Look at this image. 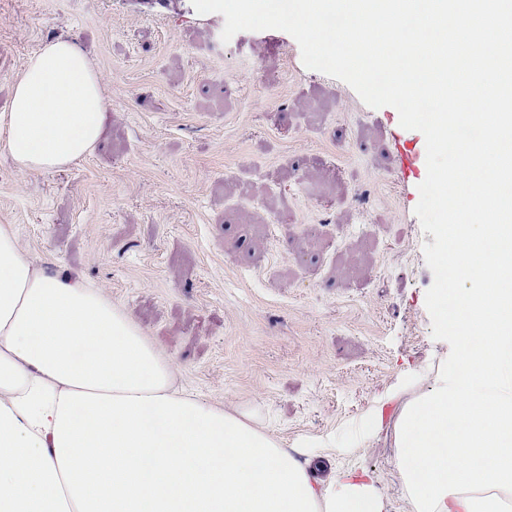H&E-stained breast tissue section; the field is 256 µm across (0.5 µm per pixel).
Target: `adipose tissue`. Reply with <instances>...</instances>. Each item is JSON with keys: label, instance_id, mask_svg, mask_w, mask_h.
<instances>
[{"label": "adipose tissue", "instance_id": "obj_1", "mask_svg": "<svg viewBox=\"0 0 512 512\" xmlns=\"http://www.w3.org/2000/svg\"><path fill=\"white\" fill-rule=\"evenodd\" d=\"M64 104L44 111L46 102ZM104 103L92 62L45 44L0 134L13 161L91 153ZM0 512H387L368 473L328 486L251 416L173 385L170 361L83 280L47 275L0 225Z\"/></svg>", "mask_w": 512, "mask_h": 512}]
</instances>
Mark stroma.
Wrapping results in <instances>:
<instances>
[{
	"instance_id": "obj_1",
	"label": "stroma",
	"mask_w": 512,
	"mask_h": 512,
	"mask_svg": "<svg viewBox=\"0 0 512 512\" xmlns=\"http://www.w3.org/2000/svg\"><path fill=\"white\" fill-rule=\"evenodd\" d=\"M223 26L192 0H0V113L57 40L92 61L104 100L75 167L21 168L0 141V224L47 274L120 306L176 385L250 413L301 463L319 455V485L353 467L387 512H414L394 423L450 347L425 305L418 187L399 191L387 145L422 155L425 138L307 69L289 33L225 42Z\"/></svg>"
}]
</instances>
